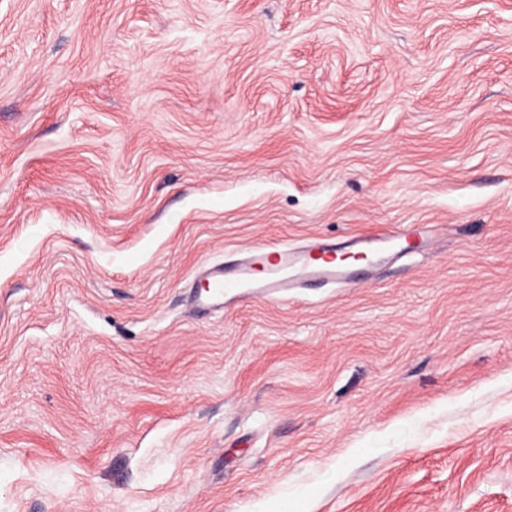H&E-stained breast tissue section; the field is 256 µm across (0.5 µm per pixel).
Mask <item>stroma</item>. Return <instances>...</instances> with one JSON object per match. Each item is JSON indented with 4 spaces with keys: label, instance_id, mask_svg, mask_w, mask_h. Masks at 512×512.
Returning <instances> with one entry per match:
<instances>
[{
    "label": "stroma",
    "instance_id": "obj_1",
    "mask_svg": "<svg viewBox=\"0 0 512 512\" xmlns=\"http://www.w3.org/2000/svg\"><path fill=\"white\" fill-rule=\"evenodd\" d=\"M427 224L377 278L189 302ZM512 512V0H0V512ZM411 243L412 245L408 244ZM431 247L429 225L404 224L360 240L345 257H337L336 244L319 238L302 247L287 244L250 249L232 267L224 263L201 266L193 292L196 307L203 313H224L226 305L240 299H283L290 291L308 288L313 283L327 285L352 282L363 271L385 259L401 254L425 253ZM352 258L355 262H343ZM361 263H356L360 262Z\"/></svg>",
    "mask_w": 512,
    "mask_h": 512
}]
</instances>
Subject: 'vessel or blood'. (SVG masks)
Segmentation results:
<instances>
[{
	"instance_id": "1",
	"label": "vessel or blood",
	"mask_w": 512,
	"mask_h": 512,
	"mask_svg": "<svg viewBox=\"0 0 512 512\" xmlns=\"http://www.w3.org/2000/svg\"><path fill=\"white\" fill-rule=\"evenodd\" d=\"M430 247L429 227L425 224H404L362 239L351 247V259L347 262L337 257L334 243L319 238L301 247H255L233 266H201L195 277L194 302L200 311L218 314L226 305L241 299H283L291 291L314 283L352 282L376 265L378 254L396 258L424 253Z\"/></svg>"
}]
</instances>
